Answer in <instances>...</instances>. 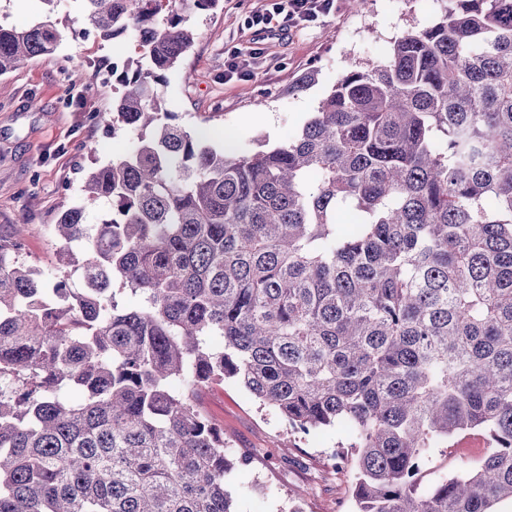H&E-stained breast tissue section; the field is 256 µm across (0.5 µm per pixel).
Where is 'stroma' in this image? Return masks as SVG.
I'll return each instance as SVG.
<instances>
[{
  "mask_svg": "<svg viewBox=\"0 0 512 512\" xmlns=\"http://www.w3.org/2000/svg\"><path fill=\"white\" fill-rule=\"evenodd\" d=\"M263 0H220L191 21L199 38L159 87L166 108L191 133H204L215 146L225 137L243 151L280 144L315 112L334 82L353 65L383 61L402 32L430 24L445 0H337L314 23L282 32L250 27ZM52 21L61 31L57 49L0 76V239L27 225L26 263L50 279L81 287L75 272L58 269L53 226L58 214L77 203L86 175L97 165L133 149L136 133L112 129V101L121 87L113 66L135 54L134 32L111 40L82 36L79 0H0V22L25 27ZM84 65L71 81L73 63ZM318 80L294 91L309 69ZM272 121H251L256 103ZM200 402L224 428L231 456L250 457L231 476L235 512H334L350 500L353 470L345 455L351 437L336 428L309 436L292 432L272 410L240 385L203 391ZM480 436H460L431 449L421 478L429 488L437 472L458 471L464 459L480 458ZM339 468L329 469L331 455Z\"/></svg>",
  "mask_w": 512,
  "mask_h": 512,
  "instance_id": "obj_1",
  "label": "stroma"
}]
</instances>
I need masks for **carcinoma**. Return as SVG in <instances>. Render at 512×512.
Listing matches in <instances>:
<instances>
[{
  "mask_svg": "<svg viewBox=\"0 0 512 512\" xmlns=\"http://www.w3.org/2000/svg\"><path fill=\"white\" fill-rule=\"evenodd\" d=\"M80 2L101 38L137 32L114 110L139 137L55 224L81 296L22 261V231L0 244V512H235L248 460L196 402L226 379L301 433L353 434L352 512H508L512 0H447L254 152L157 93L219 0ZM58 42L0 23V76ZM467 433L491 442L478 465L417 493Z\"/></svg>",
  "mask_w": 512,
  "mask_h": 512,
  "instance_id": "cac0c4a2",
  "label": "carcinoma"
}]
</instances>
